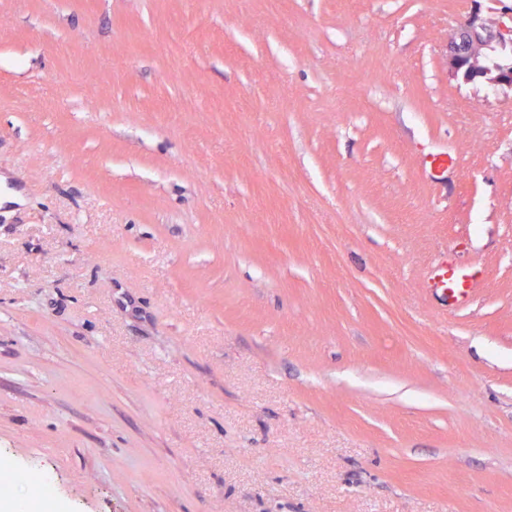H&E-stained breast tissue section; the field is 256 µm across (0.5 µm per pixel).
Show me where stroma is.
<instances>
[{
    "label": "stroma",
    "instance_id": "35a3bbf8",
    "mask_svg": "<svg viewBox=\"0 0 512 512\" xmlns=\"http://www.w3.org/2000/svg\"><path fill=\"white\" fill-rule=\"evenodd\" d=\"M475 12L512 0H0V455L50 512H512ZM510 25L505 21L496 22L493 27H488L481 21L478 13H474L464 24L461 31L469 34L468 43L460 46L454 42L447 57L448 74L453 78L469 80L468 69L465 67V58H470L472 63L480 54L483 57L494 53L496 49L512 47V17ZM430 280L435 288H439L443 293L448 292V305L463 307L469 302L476 273L472 267L439 260L433 266Z\"/></svg>",
    "mask_w": 512,
    "mask_h": 512
}]
</instances>
